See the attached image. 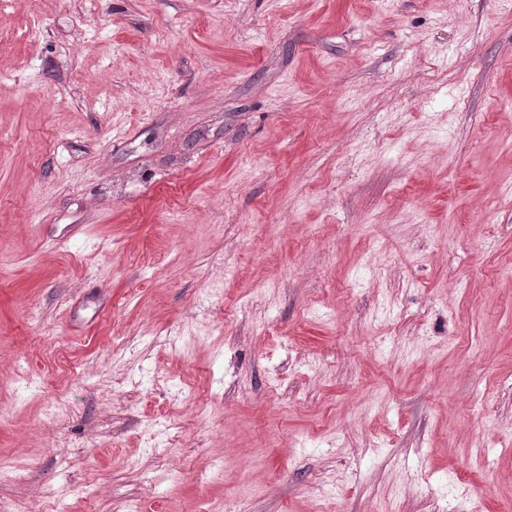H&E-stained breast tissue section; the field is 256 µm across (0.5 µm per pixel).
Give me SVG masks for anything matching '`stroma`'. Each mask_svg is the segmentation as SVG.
Wrapping results in <instances>:
<instances>
[{
	"label": "stroma",
	"instance_id": "1",
	"mask_svg": "<svg viewBox=\"0 0 512 512\" xmlns=\"http://www.w3.org/2000/svg\"><path fill=\"white\" fill-rule=\"evenodd\" d=\"M228 502L512 512V0H0V512Z\"/></svg>",
	"mask_w": 512,
	"mask_h": 512
}]
</instances>
